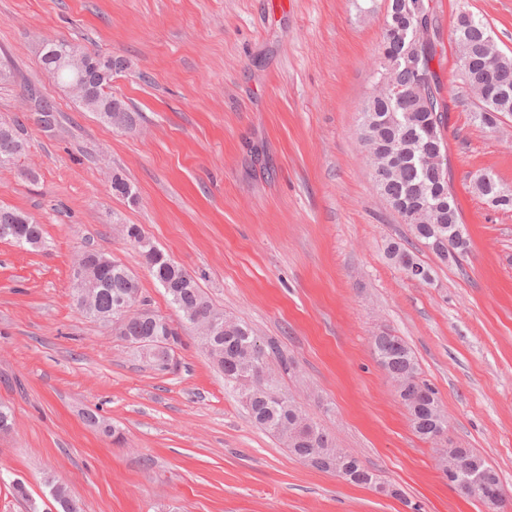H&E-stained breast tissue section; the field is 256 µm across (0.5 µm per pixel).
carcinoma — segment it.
<instances>
[{"label":"carcinoma","mask_w":512,"mask_h":512,"mask_svg":"<svg viewBox=\"0 0 512 512\" xmlns=\"http://www.w3.org/2000/svg\"><path fill=\"white\" fill-rule=\"evenodd\" d=\"M454 36L475 45V52L469 65L462 68L467 86L475 94H480L488 79H493L498 93L481 97L480 111L499 114H512V57L502 52L494 56L484 51V42L491 36L488 24L471 13L463 16L461 23L454 26ZM72 42L65 39L51 40L43 48L41 63L43 68L63 87L68 88L71 81L81 75L78 68L66 64L59 53L70 49ZM434 42L428 43V51L419 67L400 69L397 81L404 89L419 87L424 91L420 103L410 110L404 109L401 102L394 99H367L363 105L361 122L378 139L384 142H418L429 148L446 145L439 128L445 126L446 115L441 99V86L436 73L430 68L434 59ZM86 59L98 63L109 71L125 66V60L119 57L102 56L88 50ZM110 82L106 81L97 91V104L83 105L84 110L96 113L100 119L113 125L121 124L131 128L134 117L124 101L109 91ZM35 109L48 117L44 128H52L57 121L55 103L40 94L34 87L25 89ZM12 136L0 137V159L13 162L23 154L26 142L21 138L20 124L9 126ZM396 162L403 167V176L397 181L380 182L377 189L389 206L410 225L415 238L439 258L448 259V248L434 246L437 236L448 235V225L460 223V212L456 200L447 199L444 210L434 214L432 225L419 222V210L433 201L437 192L435 182L426 170L407 157L399 156ZM0 239L14 241L20 245L45 246L42 225L33 223L30 218L17 210L0 209ZM144 263L150 275L162 286L170 305L180 317L187 321L189 316L199 311L209 312L218 322L212 337L208 354L211 359L222 358L220 369L224 372V381L238 391L244 408L256 424L277 436L288 451L305 460L320 471L341 475L345 472L354 475L352 483L375 486L378 478L361 462L349 455L336 457V445L330 435L313 419H308L312 429L314 444L298 441L288 431L294 413L299 405L289 396L281 393L278 387L271 386L267 392L258 386H252L247 378L251 376L257 363L259 350L254 346L253 332L249 327L221 311L216 310L198 287L196 281L180 265L168 258L149 239L136 241ZM126 267L114 261L111 267L101 273V293L98 310L112 308V304L121 298H141L139 280L125 274ZM123 339L157 338L161 340L159 352L152 360L161 368H168L173 347L180 343L178 327L174 321L150 308L138 317L128 320L116 331ZM372 350L378 364L401 383L399 397L406 406L410 418L415 420L414 431L427 439L434 432L437 413L442 412L435 390L420 379L419 366L412 350L403 339L389 332L373 337Z\"/></svg>","instance_id":"carcinoma-1"}]
</instances>
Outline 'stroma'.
<instances>
[{
  "label": "stroma",
  "instance_id": "35a3bbf8",
  "mask_svg": "<svg viewBox=\"0 0 512 512\" xmlns=\"http://www.w3.org/2000/svg\"><path fill=\"white\" fill-rule=\"evenodd\" d=\"M385 0H0V124L27 142L0 168V206L42 224L35 250L0 240V512L45 505L65 484L82 512H488L442 474L379 366L371 338L402 337L447 418L442 443L498 474L512 512V209L475 193L512 187V115L480 125L455 62L457 9L512 55V0H433V68L446 110L448 177L469 241L459 262L428 250V283L386 256L408 225L378 195L360 112ZM127 60L111 91L126 130L81 110L40 63L46 38ZM54 101L42 129L26 86ZM134 199L113 194L112 173ZM120 224L145 235L213 304L272 341L279 376L337 447L388 483L383 495L289 455L255 426L183 327L168 369L72 305L71 267L93 247L137 274L175 317ZM95 411L123 435L93 426ZM23 480L30 500L15 498Z\"/></svg>",
  "mask_w": 512,
  "mask_h": 512
}]
</instances>
